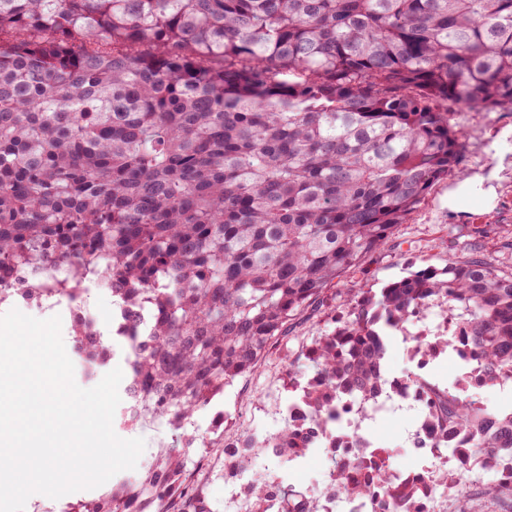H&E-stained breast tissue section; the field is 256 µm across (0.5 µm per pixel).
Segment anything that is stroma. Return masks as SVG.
Here are the masks:
<instances>
[{"label":"stroma","instance_id":"1","mask_svg":"<svg viewBox=\"0 0 512 512\" xmlns=\"http://www.w3.org/2000/svg\"><path fill=\"white\" fill-rule=\"evenodd\" d=\"M460 123L463 140L455 171L434 186L419 208L398 226L388 246L365 261L363 271L345 274L342 287L378 289L427 266H444L452 256L462 260L492 259L502 273L512 272V112H467ZM479 176L490 178L496 189L493 196L484 195L482 186L476 184ZM467 177L473 180L468 187L462 184ZM86 301L98 311L114 357L88 365L75 347L67 318L62 321V338L74 364L76 383L91 388L118 367L117 355L126 346L122 338L112 333L117 307L111 293L92 288ZM344 310V300L339 297L331 305L305 312L288 335L287 354L273 353L252 373L236 379L213 406L194 414L192 429L202 435L210 432L212 417L220 410L224 413L225 435H234L248 424L280 431L284 422L276 407L285 395L283 381L288 370L313 375L314 368L304 351ZM321 461L318 452L292 466L260 457L254 468L277 475L294 491L315 497L323 484ZM492 481V474L487 473L480 485L468 483L450 492L449 512H512L511 496L484 494V486Z\"/></svg>","mask_w":512,"mask_h":512}]
</instances>
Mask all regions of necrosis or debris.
I'll return each instance as SVG.
<instances>
[{
  "label": "necrosis or debris",
  "mask_w": 512,
  "mask_h": 512,
  "mask_svg": "<svg viewBox=\"0 0 512 512\" xmlns=\"http://www.w3.org/2000/svg\"><path fill=\"white\" fill-rule=\"evenodd\" d=\"M404 335L415 336L419 346L408 348V370L396 373L384 369L368 397L329 395L333 410L331 423L318 426L312 421V400L295 399L287 403V418L294 431L286 446L295 460H305L310 449L325 451L328 468L319 502L322 512H447L448 501L441 493L435 474L449 463H461L469 471L480 468L473 458L469 435L435 417V391L430 365L440 350L441 337H450L456 355L467 373L465 383L472 388L483 385L479 359L464 344L463 326L440 302L415 308ZM407 411L414 418L413 430L403 442L431 459L417 469L394 470L390 459L395 450L391 442L375 432L376 424L396 413ZM283 445L273 433L249 427L224 440V482L245 487L256 455L278 458ZM389 473V487L378 490V477ZM356 485L371 489L364 498L344 496L343 490Z\"/></svg>",
  "instance_id": "necrosis-or-debris-1"
}]
</instances>
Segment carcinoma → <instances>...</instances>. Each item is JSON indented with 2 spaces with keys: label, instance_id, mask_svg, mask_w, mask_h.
<instances>
[{
  "label": "carcinoma",
  "instance_id": "carcinoma-1",
  "mask_svg": "<svg viewBox=\"0 0 512 512\" xmlns=\"http://www.w3.org/2000/svg\"><path fill=\"white\" fill-rule=\"evenodd\" d=\"M496 110L512 112V0H0V302L52 265L55 297L108 289L132 348L123 421L171 431L136 483L67 512H208L198 449L224 434L187 423L455 170L454 116ZM439 299L486 385L512 380V273L450 256L355 292L308 348L306 393H370L385 330ZM439 407L486 467L512 449V409L458 381ZM270 489L252 476L254 512Z\"/></svg>",
  "mask_w": 512,
  "mask_h": 512
}]
</instances>
